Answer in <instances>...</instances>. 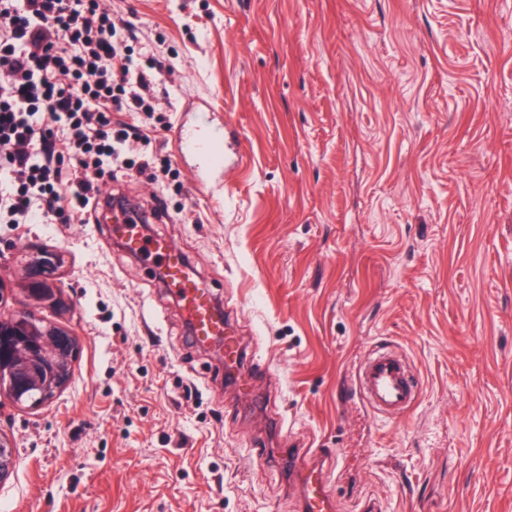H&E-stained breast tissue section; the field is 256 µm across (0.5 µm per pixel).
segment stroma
<instances>
[{
    "mask_svg": "<svg viewBox=\"0 0 512 512\" xmlns=\"http://www.w3.org/2000/svg\"><path fill=\"white\" fill-rule=\"evenodd\" d=\"M171 103L178 174L103 178L145 209L264 370L250 415L185 339L156 262L111 222L0 223V311L25 269L75 332L70 384L0 405L9 512H299L257 448L322 466L334 512H512V0H124ZM227 134L204 185L177 146L198 107ZM420 376L386 419L339 403L377 345Z\"/></svg>",
    "mask_w": 512,
    "mask_h": 512,
    "instance_id": "stroma-1",
    "label": "stroma"
}]
</instances>
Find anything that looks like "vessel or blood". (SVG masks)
Returning a JSON list of instances; mask_svg holds the SVG:
<instances>
[{
    "label": "vessel or blood",
    "instance_id": "1",
    "mask_svg": "<svg viewBox=\"0 0 512 512\" xmlns=\"http://www.w3.org/2000/svg\"><path fill=\"white\" fill-rule=\"evenodd\" d=\"M180 143L183 153L197 159L199 171L204 172L216 161L224 144V130L202 115L194 125L181 129ZM114 230L121 235L128 251L143 252L159 260L176 290L193 339L200 344L223 339L226 364L235 376L234 385L243 398H250L251 380L260 360L248 353L231 326L216 314L209 293L189 275L184 256L164 239H144L133 225L118 224ZM353 390L374 413L389 418L405 413L419 397L413 365L385 345L370 351L355 376ZM273 460L288 470L300 471L301 512H334L333 498L319 467L304 464L300 451L295 449L274 455Z\"/></svg>",
    "mask_w": 512,
    "mask_h": 512
}]
</instances>
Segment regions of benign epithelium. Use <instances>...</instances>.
<instances>
[{
  "label": "benign epithelium",
  "instance_id": "benign-epithelium-1",
  "mask_svg": "<svg viewBox=\"0 0 512 512\" xmlns=\"http://www.w3.org/2000/svg\"><path fill=\"white\" fill-rule=\"evenodd\" d=\"M30 294L26 318L0 316V336L10 332L22 340L0 344V398L18 407H34L51 398L70 382L73 357L78 349L76 336L56 325L44 324L35 314L51 294L21 282ZM14 464L13 445L0 434V483L7 479Z\"/></svg>",
  "mask_w": 512,
  "mask_h": 512
}]
</instances>
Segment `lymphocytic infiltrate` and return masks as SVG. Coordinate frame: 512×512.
<instances>
[{"mask_svg": "<svg viewBox=\"0 0 512 512\" xmlns=\"http://www.w3.org/2000/svg\"><path fill=\"white\" fill-rule=\"evenodd\" d=\"M115 0H0V223L84 219L118 170L170 175L148 147L164 64L134 63ZM112 112L145 116L111 121Z\"/></svg>", "mask_w": 512, "mask_h": 512, "instance_id": "1", "label": "lymphocytic infiltrate"}]
</instances>
